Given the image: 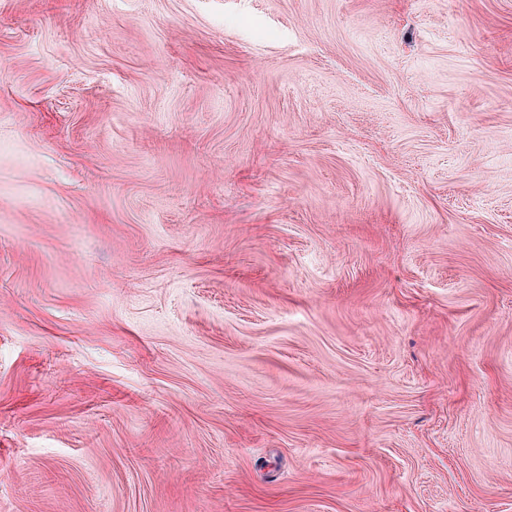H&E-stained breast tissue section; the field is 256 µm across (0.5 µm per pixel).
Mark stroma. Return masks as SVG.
Listing matches in <instances>:
<instances>
[{"instance_id":"stroma-1","label":"stroma","mask_w":512,"mask_h":512,"mask_svg":"<svg viewBox=\"0 0 512 512\" xmlns=\"http://www.w3.org/2000/svg\"><path fill=\"white\" fill-rule=\"evenodd\" d=\"M0 512H512V0H0Z\"/></svg>"}]
</instances>
